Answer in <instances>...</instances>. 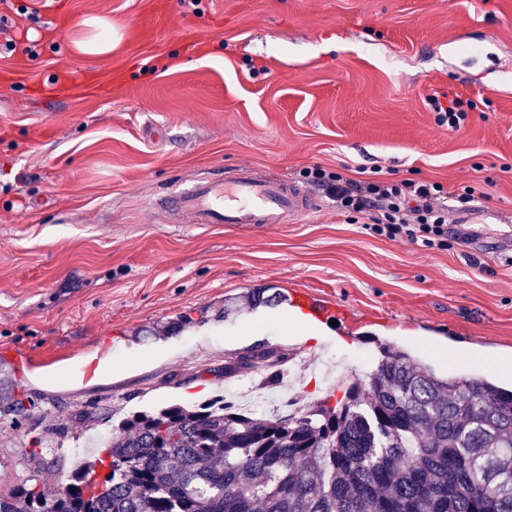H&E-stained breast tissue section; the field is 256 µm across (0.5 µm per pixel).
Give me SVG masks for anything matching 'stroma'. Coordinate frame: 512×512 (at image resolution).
<instances>
[{"label": "stroma", "mask_w": 512, "mask_h": 512, "mask_svg": "<svg viewBox=\"0 0 512 512\" xmlns=\"http://www.w3.org/2000/svg\"><path fill=\"white\" fill-rule=\"evenodd\" d=\"M89 16L120 34L112 53L73 48ZM61 72L112 87L51 93ZM433 94L475 101L469 125L438 127ZM317 165L481 197L445 251L371 235L317 187L315 210L252 232L150 209L203 175L300 185ZM255 288L306 290L347 316L307 339L287 302L252 307ZM107 335L111 365L84 377L79 358ZM384 344L512 382V0H0V379L33 402L0 414V491L54 494L136 411L261 378L277 394L291 371L326 399L331 381L305 360L352 383ZM256 349L283 359L225 374Z\"/></svg>", "instance_id": "stroma-1"}]
</instances>
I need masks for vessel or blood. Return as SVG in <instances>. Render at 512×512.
Returning <instances> with one entry per match:
<instances>
[{
	"instance_id": "vessel-or-blood-1",
	"label": "vessel or blood",
	"mask_w": 512,
	"mask_h": 512,
	"mask_svg": "<svg viewBox=\"0 0 512 512\" xmlns=\"http://www.w3.org/2000/svg\"><path fill=\"white\" fill-rule=\"evenodd\" d=\"M154 208L178 224L262 225L291 224L316 206L315 198L293 182L271 179L252 168L216 177L203 176L169 195ZM293 308L308 321H325L334 306L309 293L292 300Z\"/></svg>"
}]
</instances>
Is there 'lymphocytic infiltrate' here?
Segmentation results:
<instances>
[{
	"mask_svg": "<svg viewBox=\"0 0 512 512\" xmlns=\"http://www.w3.org/2000/svg\"><path fill=\"white\" fill-rule=\"evenodd\" d=\"M303 175L310 182L327 187L337 210L347 215H366V227L372 234L392 242L447 249L452 210L446 204L448 191L441 183L386 178L378 167L372 178L365 180L319 166L304 169Z\"/></svg>",
	"mask_w": 512,
	"mask_h": 512,
	"instance_id": "lymphocytic-infiltrate-1",
	"label": "lymphocytic infiltrate"
}]
</instances>
